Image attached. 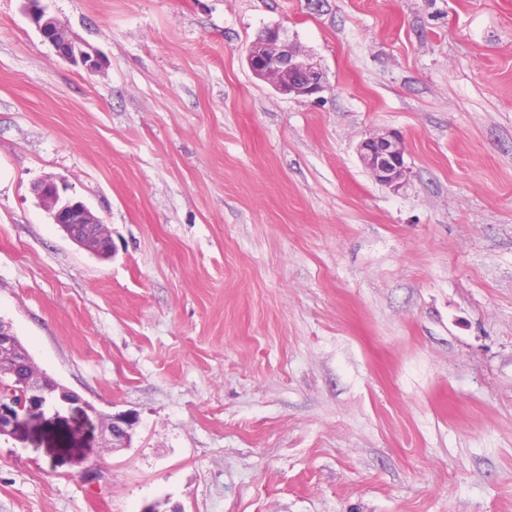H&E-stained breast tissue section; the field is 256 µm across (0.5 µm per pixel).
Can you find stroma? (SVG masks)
<instances>
[{
	"label": "stroma",
	"instance_id": "35a3bbf8",
	"mask_svg": "<svg viewBox=\"0 0 512 512\" xmlns=\"http://www.w3.org/2000/svg\"><path fill=\"white\" fill-rule=\"evenodd\" d=\"M49 5L105 64L0 0V320L83 403L0 437V512H512V0ZM274 24L321 99L252 74ZM25 10L30 22L40 35L54 49L55 54L69 62L81 66L89 73H95L102 67V60L95 49L82 46L72 40L59 20L49 12L44 0H25ZM364 166L381 185L398 190L407 174L403 138L395 132L373 135L358 148ZM37 194L50 212L54 224H57L69 240L97 257H112L113 244L110 253L99 254L94 238L79 232L83 225L97 224L106 234V228L100 225L102 221L84 203L64 198L53 181H46L39 185ZM102 419L110 435L109 446L112 448L127 447L131 442L138 417L133 413L122 412L105 416Z\"/></svg>",
	"mask_w": 512,
	"mask_h": 512
}]
</instances>
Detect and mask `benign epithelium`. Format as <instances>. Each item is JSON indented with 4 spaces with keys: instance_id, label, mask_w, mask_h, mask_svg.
Segmentation results:
<instances>
[{
    "instance_id": "7a95c632",
    "label": "benign epithelium",
    "mask_w": 512,
    "mask_h": 512,
    "mask_svg": "<svg viewBox=\"0 0 512 512\" xmlns=\"http://www.w3.org/2000/svg\"><path fill=\"white\" fill-rule=\"evenodd\" d=\"M25 10L30 22L59 58L77 64L89 73L99 71L102 60L95 49L72 40L64 26L49 12L44 0H25ZM247 62L256 77L272 82L283 95L310 98L327 89L326 75L321 66L301 58L299 50L288 41L278 25L261 31L248 50ZM358 151L364 166L377 182L394 191L401 187L407 167L404 161V140L399 134L387 132L370 136L360 143ZM37 194L50 212L53 222L69 240L98 254L94 238L80 233V228L88 224L100 225L102 221L84 203L63 197L52 181L39 185ZM17 348L11 326L0 322V364L4 357L16 355ZM46 385L44 374L33 366L21 381L26 392L25 402L17 404L9 398L0 399V436L13 434L22 424L45 420L49 412V399L57 406V412L53 413L55 418L81 403V398L64 386L58 388L56 396L49 397ZM103 420L110 435V447L123 448L130 444L138 422L136 415L115 413L103 417Z\"/></svg>"
}]
</instances>
